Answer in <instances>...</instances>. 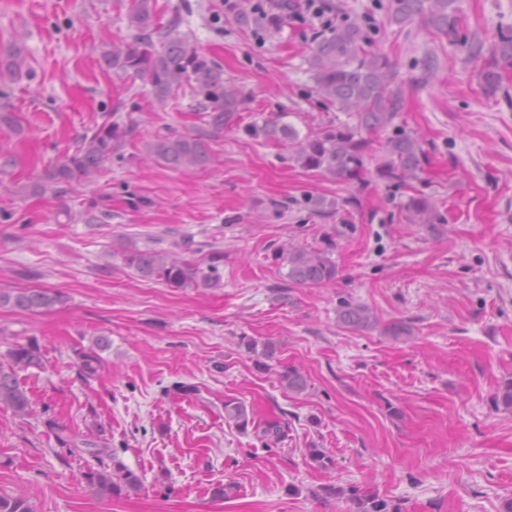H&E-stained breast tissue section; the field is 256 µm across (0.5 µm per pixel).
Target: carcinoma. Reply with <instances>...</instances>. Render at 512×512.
Returning a JSON list of instances; mask_svg holds the SVG:
<instances>
[{"mask_svg": "<svg viewBox=\"0 0 512 512\" xmlns=\"http://www.w3.org/2000/svg\"><path fill=\"white\" fill-rule=\"evenodd\" d=\"M154 0H131L128 19L138 31L137 45L120 47L102 53L104 64L117 75L140 79L149 84L156 97L163 101L173 85L186 80L193 84L201 97L202 109L208 114L207 125L220 131L236 123L245 95L224 77L211 62L201 55L188 37L177 32V25L161 31L155 26ZM419 17L440 34L454 36L459 23L458 0H393L392 19L403 24ZM490 59L479 76L484 89L496 92L502 85L504 73L512 68V34L500 33L490 48ZM23 60L15 51L0 60V74L20 73ZM311 78L317 94L353 118V123L329 125L317 132L302 136L291 124L250 127L257 136L288 141L292 160L302 169L342 183L360 182L366 170L367 150L371 142L362 133L385 130L394 125L402 105L403 90L389 58L372 49L369 35L357 23H343L319 35L309 59ZM128 129L117 121H105L91 137H85L77 150L64 161L49 168L40 189L62 191V186L75 179L96 173L103 161L118 153L125 145ZM207 133L194 137H164L146 143L147 151L174 169L205 168L211 162L206 143ZM380 155L375 157L376 175L388 182L408 187L424 173L426 154L419 140L399 129L379 144ZM308 204L320 215H330L340 208L354 204L351 199L340 202L323 197L308 199ZM410 220L431 232L440 231L442 218L431 201L423 195H413L405 203ZM125 264L146 278H158L170 288H211L219 277L179 260L171 254L154 249L141 250L129 246L124 254ZM284 260L288 262V283L297 286H320L336 280V262L328 251L314 248H289ZM65 303L60 291L19 288L0 291V306L21 312L40 314ZM343 327L354 331L372 329L378 318L371 307L347 302L337 312ZM247 350L259 358L272 360L276 345L271 341L242 338ZM43 364L37 342L13 344L0 361V406L18 415L29 413L30 402L21 388L17 374ZM280 384L290 392L300 394L307 388V378L290 367L279 374ZM495 404L512 412V380L506 381L495 395ZM224 418L246 429L251 418L244 402L224 401ZM285 436L282 423L273 420L261 428V438L278 443ZM102 496L135 491L140 486L138 476L120 463L112 470L90 473ZM329 496H346L352 500L354 512H403L399 503L374 492H359L330 486L324 489ZM0 512H32L21 496L0 495Z\"/></svg>", "mask_w": 512, "mask_h": 512, "instance_id": "1", "label": "carcinoma"}]
</instances>
